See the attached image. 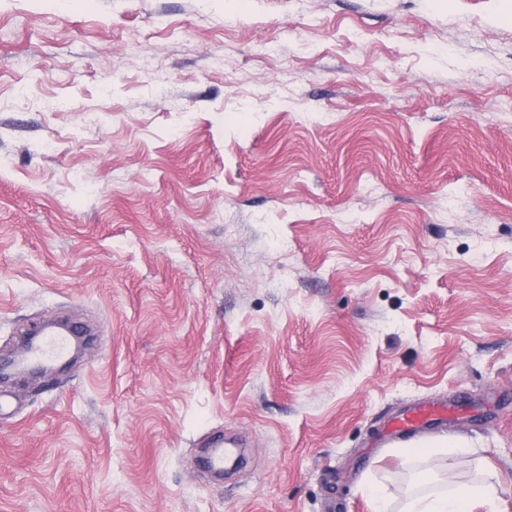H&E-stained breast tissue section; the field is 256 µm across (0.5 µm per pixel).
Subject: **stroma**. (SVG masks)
Segmentation results:
<instances>
[{
	"label": "stroma",
	"instance_id": "35a3bbf8",
	"mask_svg": "<svg viewBox=\"0 0 512 512\" xmlns=\"http://www.w3.org/2000/svg\"><path fill=\"white\" fill-rule=\"evenodd\" d=\"M52 316L0 512H512V0H0V349ZM80 333V329L76 326L65 331L51 332L41 346L27 351L29 357H25L24 360L31 364L32 360L45 361L62 358L69 350L71 337L79 336ZM439 420H446V412L426 407L414 409L398 418L395 426L387 434V438L391 441L395 436L402 443H407L414 437L416 429ZM496 497L494 483L463 485L448 494L414 499L407 504L405 512H473L476 507L491 505Z\"/></svg>",
	"mask_w": 512,
	"mask_h": 512
}]
</instances>
